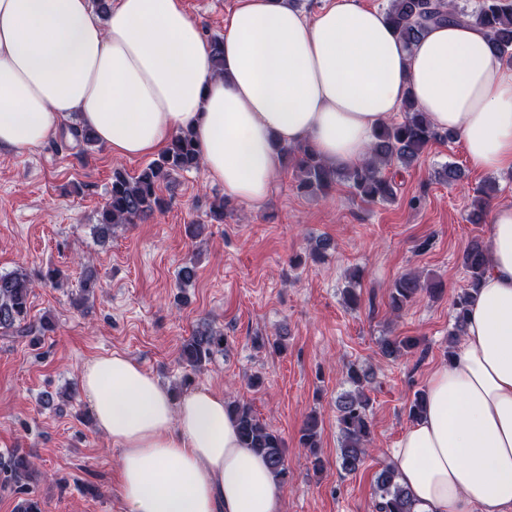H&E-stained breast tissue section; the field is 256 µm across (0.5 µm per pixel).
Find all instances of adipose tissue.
I'll return each instance as SVG.
<instances>
[{
	"instance_id": "1",
	"label": "adipose tissue",
	"mask_w": 512,
	"mask_h": 512,
	"mask_svg": "<svg viewBox=\"0 0 512 512\" xmlns=\"http://www.w3.org/2000/svg\"><path fill=\"white\" fill-rule=\"evenodd\" d=\"M223 42L218 70L179 0H112L102 18L90 0H0V150L42 147L74 121L133 158L189 130L226 198L258 206L278 146L358 166L410 92L474 167L512 172V67L480 27L437 24L408 46L360 0L310 16L239 0ZM489 258L452 361L390 451L416 512H512V205L492 210ZM80 386L122 450L125 512H283L284 487L243 446L223 392L173 399L117 353L86 363Z\"/></svg>"
}]
</instances>
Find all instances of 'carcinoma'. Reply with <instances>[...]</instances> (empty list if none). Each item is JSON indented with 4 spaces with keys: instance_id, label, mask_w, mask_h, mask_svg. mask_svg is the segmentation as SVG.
<instances>
[{
    "instance_id": "1",
    "label": "carcinoma",
    "mask_w": 512,
    "mask_h": 512,
    "mask_svg": "<svg viewBox=\"0 0 512 512\" xmlns=\"http://www.w3.org/2000/svg\"><path fill=\"white\" fill-rule=\"evenodd\" d=\"M386 19L404 43L413 45L432 24L456 21L472 22L485 29L492 44L506 63L512 64V0H477L473 8L458 0H387ZM400 112L401 120L385 122L374 131L367 158L363 164L339 169L327 164L308 145L296 148L281 147L284 156L295 155L294 167L300 190L318 193L328 190L336 179L346 181L356 195L368 202H387L394 198L393 181L383 169L394 164L410 165L432 142L453 140L450 132H441L430 125L426 115L416 109L411 96H406ZM201 165L200 151L188 132L175 135L161 156L149 163L137 175L121 171L112 175L111 187L102 207L101 220L96 229L106 238L112 228L133 224L136 219L163 210L167 202L159 194L160 185L172 174L189 171ZM490 188L476 190L472 210L467 216L471 224H483L490 205ZM489 263L487 244L480 238L467 243L462 253V266L468 276V285L454 299V324L449 332L447 355L453 354L454 345L463 335L468 306L473 293L484 277ZM433 296L442 293V284L407 272L397 278L390 289L391 311L398 313L422 292ZM33 283L21 269L0 274V333L26 334L33 331L28 322L30 296ZM229 345L224 330L203 324L185 338L179 349L182 364L194 372H201ZM418 346L413 337H385L379 341V350L386 358L408 355ZM376 375L369 367L355 363L348 365V389L336 398V414L340 433V466L347 473L358 470L371 441L369 411ZM226 412L236 423L243 444L262 455L271 472L282 484H287L289 468L284 438L269 428L255 415L247 402L231 401ZM321 429L320 417L307 416L300 431L302 447L316 453ZM38 473L33 457L17 449L0 456V487L11 489L18 495L14 512H43L41 501L30 487ZM375 512H414L413 501L397 480L390 465L381 468L374 490Z\"/></svg>"
}]
</instances>
